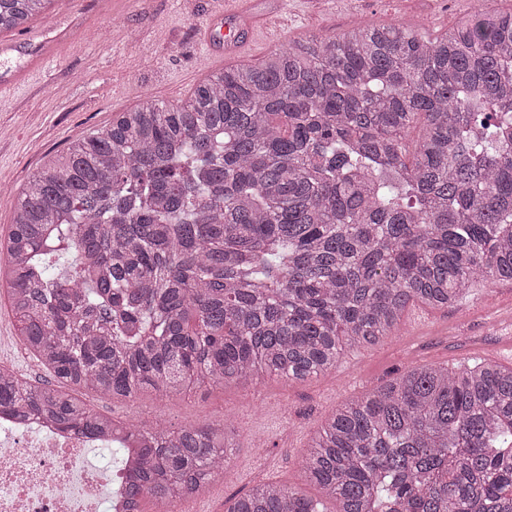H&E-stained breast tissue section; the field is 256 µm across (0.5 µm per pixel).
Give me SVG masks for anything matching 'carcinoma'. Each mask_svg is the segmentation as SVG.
Here are the masks:
<instances>
[{
    "mask_svg": "<svg viewBox=\"0 0 512 512\" xmlns=\"http://www.w3.org/2000/svg\"><path fill=\"white\" fill-rule=\"evenodd\" d=\"M51 0H0V30ZM423 134L407 140L415 125ZM0 283L48 373L0 369V408L110 435L68 388L117 399L304 381L413 303L512 281V10L424 40L397 24L296 40L147 99L20 193ZM125 498L153 512L224 474L234 426L127 423ZM309 481L340 512H512V366H415L336 408ZM227 512H321L268 484Z\"/></svg>",
    "mask_w": 512,
    "mask_h": 512,
    "instance_id": "obj_1",
    "label": "carcinoma"
}]
</instances>
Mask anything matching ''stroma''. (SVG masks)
<instances>
[{
	"mask_svg": "<svg viewBox=\"0 0 512 512\" xmlns=\"http://www.w3.org/2000/svg\"><path fill=\"white\" fill-rule=\"evenodd\" d=\"M225 0H54L49 16L32 17L26 30L54 32L73 24L70 41L54 60L0 94V237L13 218L16 194L50 158L77 137L105 129L115 113L152 97L178 102L221 58H208L200 38L211 13ZM281 21L256 44L257 60L294 40L334 37L360 23L395 21L418 29L423 39L447 32L472 10L470 0H278ZM17 327L0 295V364L40 382L47 374L15 343ZM512 336V281L475 288L452 305L417 303L402 315L394 336L369 348L347 350L335 371L289 382L263 374L224 388H197L170 399L144 394L112 399L84 390L76 396L97 412L148 429L210 427L232 421L236 448L224 476L182 501L181 512H224L233 495L268 478L318 500L336 512L304 479V461L314 433L343 401L418 365H454L456 353L477 340Z\"/></svg>",
	"mask_w": 512,
	"mask_h": 512,
	"instance_id": "obj_1",
	"label": "stroma"
}]
</instances>
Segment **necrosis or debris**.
I'll return each instance as SVG.
<instances>
[{
  "mask_svg": "<svg viewBox=\"0 0 512 512\" xmlns=\"http://www.w3.org/2000/svg\"><path fill=\"white\" fill-rule=\"evenodd\" d=\"M113 444L0 410V512H125V469L94 456Z\"/></svg>",
  "mask_w": 512,
  "mask_h": 512,
  "instance_id": "4bbe7bcc",
  "label": "necrosis or debris"
}]
</instances>
